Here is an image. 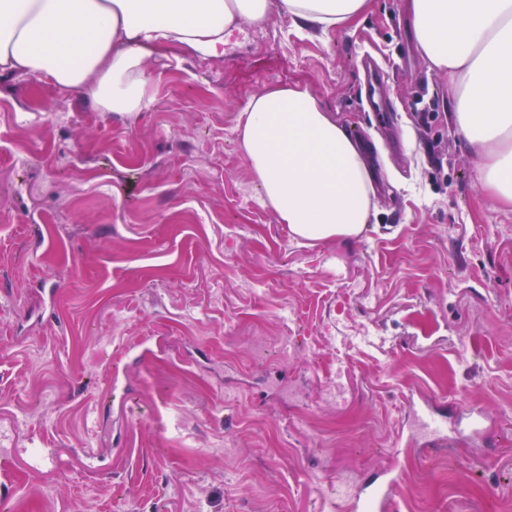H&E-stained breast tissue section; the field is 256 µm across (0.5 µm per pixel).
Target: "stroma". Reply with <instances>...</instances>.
Here are the masks:
<instances>
[{
    "mask_svg": "<svg viewBox=\"0 0 512 512\" xmlns=\"http://www.w3.org/2000/svg\"><path fill=\"white\" fill-rule=\"evenodd\" d=\"M155 55L133 116L0 79V502L345 512L390 467L402 512H512V210L477 189L403 0L325 31L274 8L221 57ZM270 85L368 148L358 238L302 243L263 205L235 127ZM425 400L453 434L437 454L399 441ZM365 67L367 72L366 97L372 112H390L386 103L376 99V87L382 80L383 73L373 61H367Z\"/></svg>",
    "mask_w": 512,
    "mask_h": 512,
    "instance_id": "obj_1",
    "label": "stroma"
}]
</instances>
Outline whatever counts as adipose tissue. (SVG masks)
<instances>
[{"label":"adipose tissue","instance_id":"1","mask_svg":"<svg viewBox=\"0 0 512 512\" xmlns=\"http://www.w3.org/2000/svg\"><path fill=\"white\" fill-rule=\"evenodd\" d=\"M369 0H279L297 28L351 25ZM421 54L448 76L453 120L474 159L479 190L512 210V0H407ZM269 0H0V78L20 73L80 92L105 112L148 102L152 52L180 43L220 57ZM262 202L298 239L360 236L374 171L363 146L307 89L273 86L248 100L236 125Z\"/></svg>","mask_w":512,"mask_h":512}]
</instances>
